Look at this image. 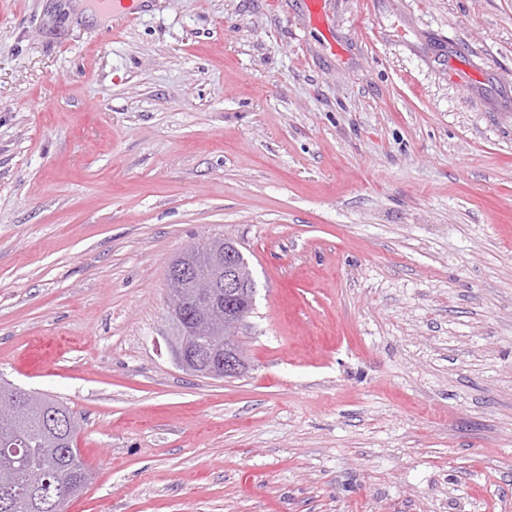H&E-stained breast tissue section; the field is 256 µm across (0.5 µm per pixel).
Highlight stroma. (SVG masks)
Here are the masks:
<instances>
[{
    "mask_svg": "<svg viewBox=\"0 0 512 512\" xmlns=\"http://www.w3.org/2000/svg\"><path fill=\"white\" fill-rule=\"evenodd\" d=\"M0 0V379L65 512H512V0ZM236 241L248 368L182 370ZM239 256L240 252H227L224 255V273L215 272L214 274L200 275L188 265L180 263L173 264L168 270L171 282L191 281L197 284L199 281H207L203 285H199L201 289L196 293L193 302L189 305H182L180 296L172 293L169 297L168 314L172 318H179L181 321L189 324H198L210 313L224 305V312L229 315H237L239 317V325L242 324L247 314L239 312L241 303L247 300L246 292L242 293L244 286L239 276ZM224 274V277L222 275ZM20 390L10 384L0 385V456L1 449L11 448L13 440L22 448L12 472L4 476L0 469V512H64L68 500L77 496L90 479L76 448L79 423L57 399ZM14 399L29 405L27 414L15 416L4 410V405ZM74 471L83 475L79 484L67 480L68 473ZM34 483L47 494L46 506L50 508H45L37 497L35 501L41 508H32L15 493L16 488L29 489ZM7 491L13 492V497L5 495ZM56 500L59 506L55 505Z\"/></svg>",
    "mask_w": 512,
    "mask_h": 512,
    "instance_id": "35a3bbf8",
    "label": "stroma"
}]
</instances>
